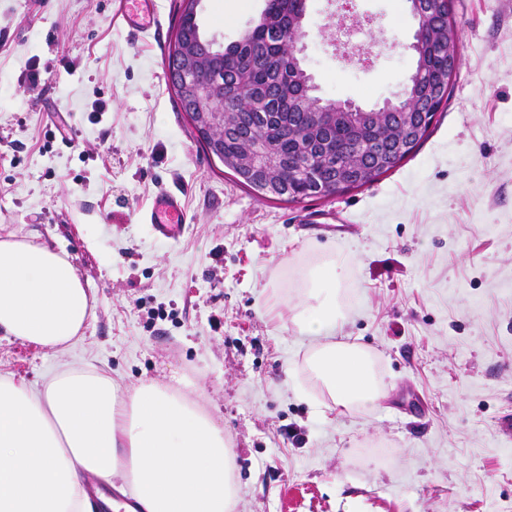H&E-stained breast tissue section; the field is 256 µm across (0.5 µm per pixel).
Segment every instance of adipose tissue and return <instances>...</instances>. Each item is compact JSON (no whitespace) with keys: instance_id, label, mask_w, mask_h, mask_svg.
Instances as JSON below:
<instances>
[{"instance_id":"obj_1","label":"adipose tissue","mask_w":512,"mask_h":512,"mask_svg":"<svg viewBox=\"0 0 512 512\" xmlns=\"http://www.w3.org/2000/svg\"><path fill=\"white\" fill-rule=\"evenodd\" d=\"M342 264L310 268L294 307L315 337L306 368L324 410L375 409L385 396L377 357L333 341L346 318ZM95 299L68 253L0 236V332L66 349L83 335ZM121 475L142 512H232L233 450L224 428L181 384L120 390L93 365L63 369L34 388L0 376V512H93L85 475Z\"/></svg>"}]
</instances>
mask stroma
<instances>
[{
  "instance_id": "stroma-1",
  "label": "stroma",
  "mask_w": 512,
  "mask_h": 512,
  "mask_svg": "<svg viewBox=\"0 0 512 512\" xmlns=\"http://www.w3.org/2000/svg\"><path fill=\"white\" fill-rule=\"evenodd\" d=\"M113 0H0V234L65 249L96 306L67 349L0 335V375L67 365L121 389L189 381L224 426L234 512H512V0H452L458 67L427 140L376 181L287 203L198 145L166 58L179 0L146 31ZM264 0H202L206 37L238 40ZM333 0H309L299 57L319 95L370 107L414 65L406 0H361L384 48L337 54ZM107 110L97 113L98 103ZM182 194L186 223L149 211ZM345 265L335 340L378 355L372 413H322L291 322L299 270ZM150 224L160 238H175L185 224V210L181 194L164 191L154 202L150 213Z\"/></svg>"
}]
</instances>
